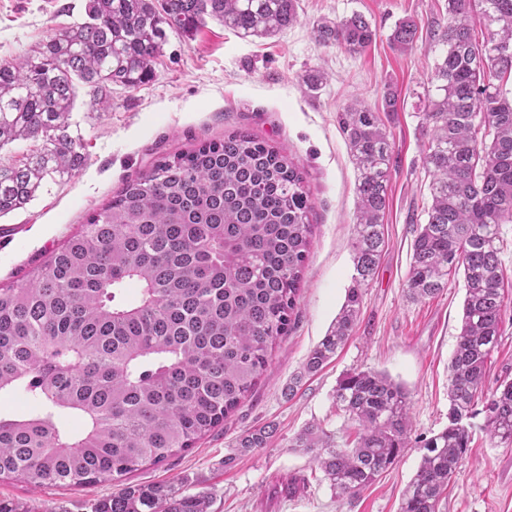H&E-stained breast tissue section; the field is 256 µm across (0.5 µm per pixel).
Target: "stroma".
<instances>
[{
    "mask_svg": "<svg viewBox=\"0 0 512 512\" xmlns=\"http://www.w3.org/2000/svg\"><path fill=\"white\" fill-rule=\"evenodd\" d=\"M86 3L0 0V60L27 56L51 30L82 21ZM355 13L377 29L364 52L351 55L315 41L321 19ZM298 14L296 25L271 38H243L212 19L189 34L169 33L153 77L136 89L113 87L111 111H96L88 96H80L71 122L82 136L86 165L76 175L47 181L23 208L0 217V285L20 282L156 161L236 131L252 134L298 167L312 205L298 320L277 342L253 396L222 426L181 457L136 471L127 481L210 493L211 512H399L420 462L419 441L448 424V366L465 298L459 274L432 298L413 299L406 290L415 230L430 201L422 126L425 93L442 53L433 32L448 22L447 2L299 0ZM406 18L419 30L413 50L403 53L388 36ZM313 72L325 82L307 96L300 83ZM388 91L397 97V111L383 109ZM355 99L379 112L393 147L385 249L351 338L292 394L290 381L325 336L354 273L357 170L338 115ZM360 370L385 373L407 392L409 446L357 498L340 500L320 467L291 441L310 424L339 444L354 433V423L336 407L335 391L340 379ZM485 420L483 403H476L466 421L473 442L440 512H512V444L490 439ZM264 425L274 428L265 447L238 451L239 436ZM114 490L108 482L37 490L0 482V498L28 503L36 512H89L91 501Z\"/></svg>",
    "mask_w": 512,
    "mask_h": 512,
    "instance_id": "stroma-1",
    "label": "stroma"
}]
</instances>
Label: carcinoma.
Masks as SVG:
<instances>
[{"instance_id": "cac0c4a2", "label": "carcinoma", "mask_w": 512, "mask_h": 512, "mask_svg": "<svg viewBox=\"0 0 512 512\" xmlns=\"http://www.w3.org/2000/svg\"><path fill=\"white\" fill-rule=\"evenodd\" d=\"M424 112L431 176L406 288L435 297L463 271L460 334L448 370V426L425 440L400 512H439L448 480L470 448L464 424L482 393L506 312L499 226L512 223V0H447ZM487 27L479 37L474 14ZM86 18L52 31L24 59L0 60V148L41 142L21 166H0V216L23 208L44 180L73 175L86 156L70 131L80 95L112 109V86L153 76L167 31L189 33L211 18L243 37L275 36L298 21V0H89ZM418 25L395 24L389 40L413 49ZM316 42L359 54L376 38L355 13L323 20ZM358 171L356 274L336 319L303 373L328 364L352 335L363 290L385 246L392 143L379 113L358 100L340 114ZM303 177L275 149L243 131L165 157L126 182L83 230L20 283L0 286V395L34 406L0 413V480L34 488L121 483L192 448L246 400L288 333L310 247ZM137 288L127 301L124 290ZM336 406L358 422L340 447L305 427L293 447L312 457L336 496L353 499L409 445L410 401L386 374L344 376ZM485 429L512 443V381L489 396ZM78 416L83 426L70 429ZM268 426L237 447H264ZM203 494L171 485H124L91 512H208Z\"/></svg>"}]
</instances>
